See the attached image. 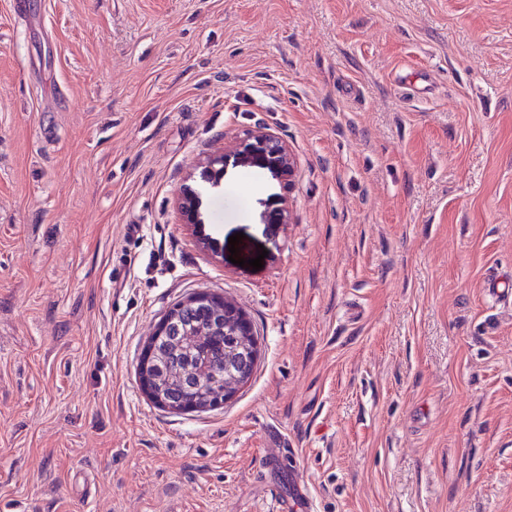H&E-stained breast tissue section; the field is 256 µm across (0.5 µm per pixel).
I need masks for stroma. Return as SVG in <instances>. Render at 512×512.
Masks as SVG:
<instances>
[{
  "label": "stroma",
  "mask_w": 512,
  "mask_h": 512,
  "mask_svg": "<svg viewBox=\"0 0 512 512\" xmlns=\"http://www.w3.org/2000/svg\"><path fill=\"white\" fill-rule=\"evenodd\" d=\"M0 0V512H512V0ZM246 128L291 189L228 167ZM291 221L265 224L271 196ZM241 234L229 260L228 239ZM207 289L260 359L222 406L137 380ZM235 149L210 157L200 173L202 182L219 187L230 160L237 167H259L267 170L284 187L291 188L295 176V160L284 142L275 134L244 129L237 135ZM179 209L183 223L202 224L200 208L202 205L201 191L190 184L184 183L179 188ZM295 464L288 459L272 460V471L275 475L284 476L288 472V501L280 505L282 512H316V504L309 495L308 490L296 485L291 480L292 469Z\"/></svg>",
  "instance_id": "obj_1"
}]
</instances>
